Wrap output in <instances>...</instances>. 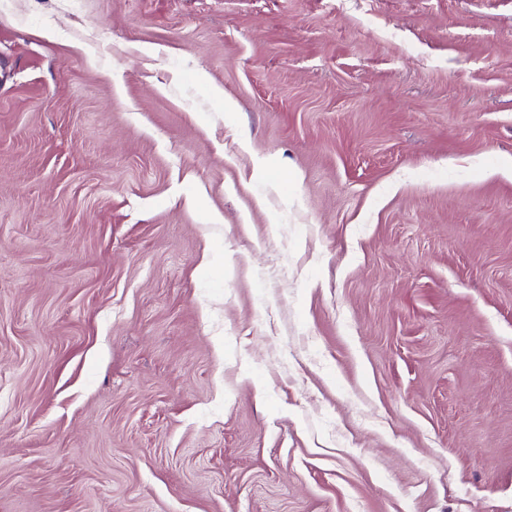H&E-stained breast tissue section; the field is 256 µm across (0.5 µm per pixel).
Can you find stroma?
Instances as JSON below:
<instances>
[{"instance_id":"stroma-1","label":"stroma","mask_w":512,"mask_h":512,"mask_svg":"<svg viewBox=\"0 0 512 512\" xmlns=\"http://www.w3.org/2000/svg\"><path fill=\"white\" fill-rule=\"evenodd\" d=\"M0 0V512H512V0Z\"/></svg>"}]
</instances>
